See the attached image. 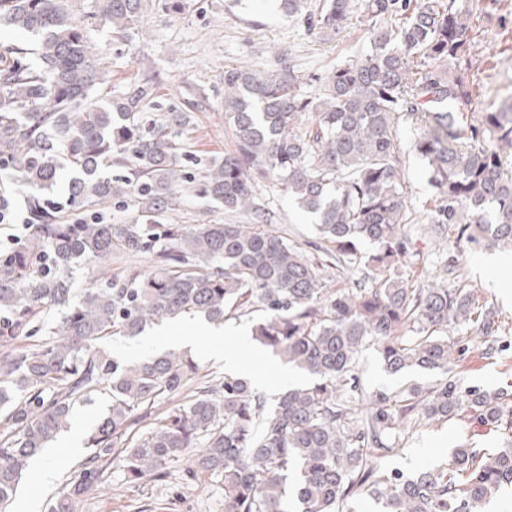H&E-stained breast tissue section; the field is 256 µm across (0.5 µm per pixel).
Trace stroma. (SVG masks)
Masks as SVG:
<instances>
[{
	"label": "stroma",
	"mask_w": 512,
	"mask_h": 512,
	"mask_svg": "<svg viewBox=\"0 0 512 512\" xmlns=\"http://www.w3.org/2000/svg\"><path fill=\"white\" fill-rule=\"evenodd\" d=\"M143 18L132 38L125 39L103 28L94 39L102 57L110 64L106 90L120 94L126 84L144 71L159 74V105L155 115L193 110L195 123L186 135L194 154L220 156L233 147L224 124V68L241 62L273 72L281 67L282 55H290L307 82L305 92H323L321 76L345 60L363 54L369 35L361 24L366 0H352V17L338 33L320 35L309 31L304 15H288L270 0H144ZM477 24L479 37L474 52L473 73L478 86V111L512 103V0H460ZM402 171L411 209L423 212L433 205L436 191L414 145L416 132L401 129ZM261 204L269 210L271 228L300 243L317 240L312 218L298 210L287 195L272 182L258 187ZM176 224H247V215L233 214L192 198L172 216ZM482 252L469 251L462 258L468 281L479 295L494 303L502 321L512 324V265L486 267ZM176 325L163 323L138 342L125 338L106 341L113 356L127 360L177 349ZM467 385L496 388L512 385V350L492 357L470 349L456 366ZM358 375L365 392L380 388L394 390L410 383L430 386L441 380L438 372L413 370L387 373L374 349H364ZM512 432L489 429L459 416L446 423L415 431L399 444L395 455L386 459V472L412 474L438 467L448 461L457 445L468 442L489 451L504 447ZM87 449L61 455L51 478L24 486L15 512H28L30 500L49 506L66 488L80 478L79 464ZM189 460L174 463L169 477L150 479L138 485L125 484L122 454L110 460L100 484L82 499L79 512H224V488L219 477L208 473L189 474Z\"/></svg>",
	"instance_id": "obj_1"
}]
</instances>
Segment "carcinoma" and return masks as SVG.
<instances>
[{
  "label": "carcinoma",
  "mask_w": 512,
  "mask_h": 512,
  "mask_svg": "<svg viewBox=\"0 0 512 512\" xmlns=\"http://www.w3.org/2000/svg\"><path fill=\"white\" fill-rule=\"evenodd\" d=\"M144 0H0V29L29 42L0 45V214L25 193L26 234L0 245V512H13L33 459L71 429L76 407L108 395L87 435L82 479L49 512H75L112 457L124 454L129 484L162 480L190 448L189 473L219 477L224 512H355L365 494L385 512H482L512 488V444L483 452L465 444L448 466L388 475L379 460L408 432L466 414L497 428L512 394L449 374L452 350L478 332L497 355L512 327L489 311L458 261L425 287L408 284L415 219L401 177L400 129L436 189L425 225L464 251L512 250V105L474 112L470 71L477 31L458 0H367L370 46L330 70L323 96L302 91L294 66L265 74L224 69V122L235 149L191 157L189 112L146 115L158 76L96 94L108 66L92 33L129 36ZM351 0H279L310 27L336 33ZM273 181L314 217L320 242L305 249L262 225L256 188ZM254 224H172L188 195ZM129 211L113 224L112 204ZM141 257L85 288L73 269ZM255 311L252 338L316 377L274 406L245 377L193 387L199 364L175 350L122 364L102 341L138 337L183 315L212 324ZM372 346L387 372L441 371L436 386L366 396L356 373ZM169 404L138 429L159 404Z\"/></svg>",
  "instance_id": "1"
}]
</instances>
